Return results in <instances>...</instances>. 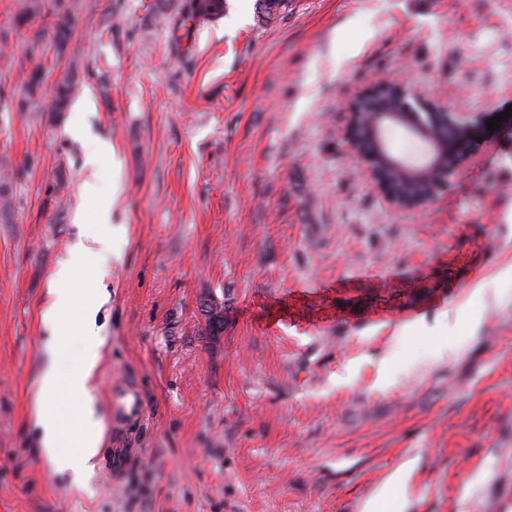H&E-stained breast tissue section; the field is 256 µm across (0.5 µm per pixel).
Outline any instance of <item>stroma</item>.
Returning <instances> with one entry per match:
<instances>
[{
    "label": "stroma",
    "instance_id": "1",
    "mask_svg": "<svg viewBox=\"0 0 512 512\" xmlns=\"http://www.w3.org/2000/svg\"><path fill=\"white\" fill-rule=\"evenodd\" d=\"M151 2L80 0L52 76L73 58L89 75L60 122L49 84L0 107V512H366L410 460L405 512H512V131L419 213L371 188L343 136L345 100L380 77L506 111L512 0H288L266 23L226 0L182 38ZM21 6L0 0V88L35 65ZM93 139L114 159L88 198ZM104 208L112 258L73 282L106 292L101 453L79 483L34 450L41 312ZM127 380L147 413L124 432L109 396Z\"/></svg>",
    "mask_w": 512,
    "mask_h": 512
}]
</instances>
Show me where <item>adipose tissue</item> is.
<instances>
[{
	"instance_id": "adipose-tissue-1",
	"label": "adipose tissue",
	"mask_w": 512,
	"mask_h": 512,
	"mask_svg": "<svg viewBox=\"0 0 512 512\" xmlns=\"http://www.w3.org/2000/svg\"><path fill=\"white\" fill-rule=\"evenodd\" d=\"M97 220L101 232L87 241L77 244L66 260L61 262L52 278L50 300L42 318L50 328L47 343L49 353L63 350L71 334V328L60 314L72 305H79V328L84 341V353L79 364L67 377H60L53 366H46L36 385V450L47 459L56 472L71 474L74 480H82L92 468L101 444V421L97 416L93 378L98 364V347L101 328L97 313L101 307L98 294L76 297L71 283L89 257L106 258L112 253V224L109 211H100ZM78 402L75 420L63 421L59 414L64 400ZM72 441L74 450L61 453L65 441Z\"/></svg>"
}]
</instances>
